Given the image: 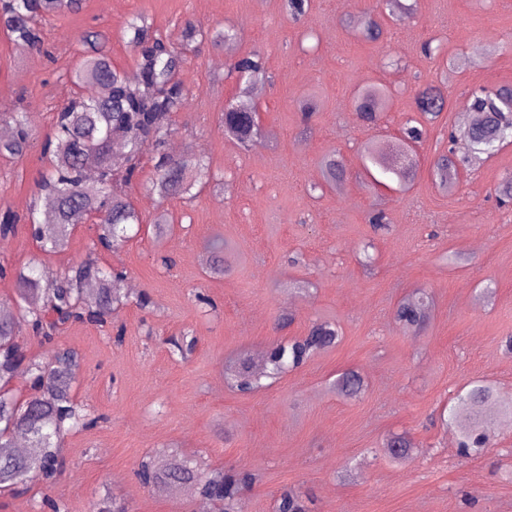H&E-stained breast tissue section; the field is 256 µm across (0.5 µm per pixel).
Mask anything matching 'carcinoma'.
<instances>
[{"label": "carcinoma", "mask_w": 512, "mask_h": 512, "mask_svg": "<svg viewBox=\"0 0 512 512\" xmlns=\"http://www.w3.org/2000/svg\"><path fill=\"white\" fill-rule=\"evenodd\" d=\"M82 0H0V28L15 42L36 53L50 54L45 46L42 24L61 10L77 11ZM400 0H378L376 7L354 16L350 27L367 41L384 38L385 18L395 15ZM127 43L137 55L139 78L130 81L112 66L111 59L96 47L100 34L86 30L78 41L90 46L92 53L82 56L70 72L73 95L56 112L52 133L42 143L50 168L39 182L40 197L53 202V211L41 219L38 204L30 208L27 219L44 251L55 253L67 245L73 227L85 223L89 215H98V233L94 246L110 250L129 238L132 226L143 224L141 213L124 187L139 171L142 147H155L153 175L148 190L161 200L190 199L193 189L212 179L201 156L175 158L165 151L173 132L174 113L186 101V89L180 79L185 52L193 44L209 40L222 47L233 34L222 29L204 30L187 20L181 27L180 46H175L154 31L148 17L139 15L126 26ZM244 84L239 93H248L251 85L266 77L262 58L248 54L230 65ZM476 121L468 128L471 153L490 154L512 143V86L469 90ZM389 104V91L382 84H370L357 91L355 112L367 125L376 123ZM419 117L406 120L399 142L404 150L426 138L429 128L446 109V96L436 87L419 88L414 93ZM222 116L226 135L247 148L260 135L258 112L230 101ZM12 135L0 139V154L21 155L30 143L28 118L24 112H3ZM363 163L373 183L405 177L381 147L368 142L363 148ZM323 181L340 188L345 181L343 163L333 156L321 163ZM432 176L442 188L453 190L458 184V163L453 147L433 163ZM22 217L11 210L0 212V237L15 233ZM124 274L100 266L87 258L75 262L67 274L51 284H42L41 275L31 267L17 272L16 315L0 314V340L9 347L0 351V490H12L32 480L48 481L57 470L59 449L67 432L94 426L98 418L74 403L71 396L77 354L69 349L55 353L50 360L26 357L16 343L15 318L29 323L37 336L50 340L52 333L70 321L97 325L107 322L112 312L134 302L145 308L144 295L131 299L121 284ZM424 293L399 303L394 319L403 328L415 331L427 318ZM340 333L330 321H315L303 336L275 345L257 370L248 357L238 359L227 373L230 383L241 391L262 387V379L277 378L301 366L316 351L337 343ZM32 377L31 393L20 400L11 385L21 369ZM337 390L355 397L363 390L361 376L346 371L336 379ZM512 418V396L490 385L471 382L457 394L448 411V426L457 434L460 454H481L490 443L497 420ZM384 447L395 459L407 456L413 445L406 434L389 437ZM146 487L185 488L197 496L221 506V512H242L241 490L256 480L250 473L229 474L222 468L201 470L174 459L160 456L142 459L136 472ZM275 512H308L302 496L283 491Z\"/></svg>", "instance_id": "obj_1"}]
</instances>
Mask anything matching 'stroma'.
Segmentation results:
<instances>
[{
	"instance_id": "1",
	"label": "stroma",
	"mask_w": 512,
	"mask_h": 512,
	"mask_svg": "<svg viewBox=\"0 0 512 512\" xmlns=\"http://www.w3.org/2000/svg\"><path fill=\"white\" fill-rule=\"evenodd\" d=\"M373 2L310 0L293 23L282 0H83L80 11L59 12L45 25L46 56L0 32V108L26 110L34 133L25 153L0 158V209L22 215L48 167L41 146L70 93L69 72L83 51L77 33H102L113 64L132 75L137 60L124 30L134 15H147L174 44L188 19L238 31L230 49L205 43L189 53L181 73L187 100L170 138L205 154L224 190L159 201L146 189L148 146L126 189L144 220L136 237L101 250L96 225L83 224L64 251L46 253L22 223L0 240L8 270L0 309L14 306L13 270L33 261L55 279L91 258L124 271L149 299L147 308L124 306L102 326L65 325L49 344L16 323L27 356L54 346L78 352L71 394L99 421L65 435L50 484L0 493V512H51L53 502L61 512H91L103 498L127 512H198L200 500L188 491L146 487L136 476L145 455L172 450L257 474L242 491L244 512H274L286 488L300 492L310 512H512V419L496 425L486 454L469 458L458 453L454 430L433 422L467 383L512 394V353L503 346L512 336V209L498 208L495 197L512 179V145L464 167L455 193L430 174L449 137L458 152L467 148L458 105L469 89L512 85V0H409L412 15L375 43L343 26ZM431 39L441 54L426 55ZM255 52L269 74L254 101L264 133L243 150L225 138L220 117L239 92L229 63ZM371 83L392 92L375 128L353 110L355 93ZM420 85L441 88L448 106L413 157L410 184L375 186L362 173L360 149L373 140L395 151ZM312 93L322 107L307 131L297 104ZM328 155L347 168L342 189L317 187ZM376 208L387 213L388 233L369 222ZM163 211L160 234L153 221ZM218 240L225 272L214 275ZM161 254L172 267L161 266ZM420 289L432 298L429 322L410 333L393 309ZM203 296L210 307L200 304ZM286 315L293 321L280 327ZM317 319L340 326L337 344L256 392L227 385L224 365L238 351L266 352ZM191 337L193 350L180 357L175 342ZM346 370L364 380L359 397L336 390ZM401 432L416 448L395 459L382 441Z\"/></svg>"
}]
</instances>
